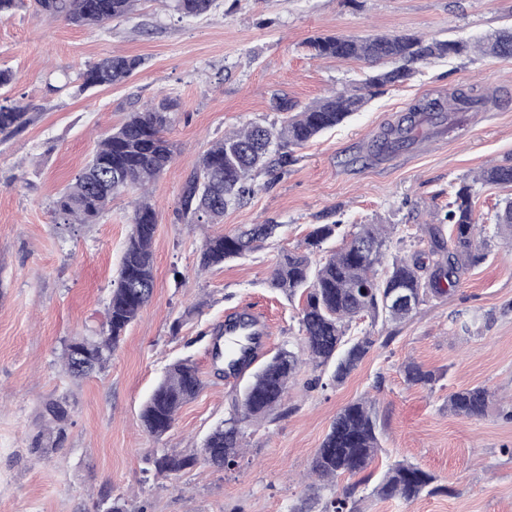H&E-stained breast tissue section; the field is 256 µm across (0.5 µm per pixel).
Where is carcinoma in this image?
I'll use <instances>...</instances> for the list:
<instances>
[{
  "mask_svg": "<svg viewBox=\"0 0 512 512\" xmlns=\"http://www.w3.org/2000/svg\"><path fill=\"white\" fill-rule=\"evenodd\" d=\"M138 0H33L34 13L62 17L81 27H102L128 17ZM175 10L183 17H198L211 12L217 0H174ZM314 55L325 59L361 60L385 69L369 76L363 92L334 91L330 96L294 112V105L282 101L277 110L288 113L280 123H251L244 129L213 141L194 164L181 195L179 217L186 224H216L231 206L239 205L255 194V176L278 155L277 163H289V149L301 147L322 132L341 124L360 111L366 94L387 85L406 81L413 65L432 58L466 56L473 49L484 55L512 57V27L501 29L473 44L467 40H425L415 34L369 36L324 35L309 41ZM143 65L137 56L112 55L88 65L78 74V90L112 86L125 82ZM478 101L451 95L446 101L431 100L415 108L419 113L468 111ZM31 106L3 99L0 103V136L10 138L22 133L32 121ZM177 104L163 99L128 114L127 118L99 142L91 160L75 176L55 202V220L62 224H91L103 214L120 192L144 189L155 182L176 157L173 142L166 132L174 124ZM415 127V116L403 118L389 127L372 144L387 151L401 144ZM484 184L512 186V164L494 165L475 178ZM472 185L463 183L455 192L440 225L431 229L430 248L411 256L388 258L389 234L381 224H358L355 230L341 232L339 224H318L305 239L301 251H288L279 257L269 287L303 297L299 314L301 347L296 352L282 348L253 374L241 397L235 399L228 418L204 440L197 452L184 454L166 447L164 438L171 431L181 407L194 399L203 387L196 365L189 359L178 360L167 368L142 412V427L155 442L150 449L156 474L175 477L203 463L221 471L235 465L244 447L245 426L276 412L288 414V391L304 364L321 371L331 370L330 381L344 382L362 363L378 341L369 333L349 336L352 322L369 315H384L400 322L412 315L405 307L390 304L393 294L406 293L422 304L434 294H443L458 285L468 268L486 256L484 228L478 226L471 204ZM127 237L117 280L105 305V322L82 339L84 355L74 362L66 345L61 359L73 377H85L106 370L112 356L121 347L127 329L139 318L151 300L155 278L152 243L157 229L154 207L139 200L129 218ZM448 226L443 238L442 226ZM495 226L504 239L512 240V197L506 198L495 214ZM279 224H256L248 230L218 233L208 237L199 254V266L209 269L227 260L242 258L256 243L271 237ZM342 236L336 247L319 260L312 255L325 251L324 245ZM406 381L430 388L436 374L409 362L404 366ZM491 392L483 386L465 388L448 396V412L465 418L485 414ZM49 422L56 430L67 420V409L60 400L45 405ZM381 448L377 435L375 401L361 398L344 406L334 418L312 461L311 474L320 484L310 485L313 499L318 490H334L323 502L321 512H355L357 484L335 492L341 476L355 477L365 472ZM435 482V476L421 466L398 461L373 489L382 500L410 504ZM99 499L110 502V512H143L123 495L103 493Z\"/></svg>",
  "mask_w": 512,
  "mask_h": 512,
  "instance_id": "1",
  "label": "carcinoma"
}]
</instances>
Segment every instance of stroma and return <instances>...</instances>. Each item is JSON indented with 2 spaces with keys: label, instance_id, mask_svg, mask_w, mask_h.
<instances>
[{
  "label": "stroma",
  "instance_id": "1",
  "mask_svg": "<svg viewBox=\"0 0 512 512\" xmlns=\"http://www.w3.org/2000/svg\"><path fill=\"white\" fill-rule=\"evenodd\" d=\"M511 24L512 0H218L197 18L181 17L172 0H139L127 18L101 28L36 15L22 0L0 21V68L15 75L7 95L34 115L23 133L0 138V512H94L109 490L142 512H291L337 412L365 395L375 398L383 423L373 476L404 459L433 473L438 490L404 504L375 498L362 484L356 512H512V245L494 224L512 187L472 181L512 159V58L473 54L417 65L410 79L294 149L287 167L259 173L257 194L228 209L222 223L178 218L186 176L212 141L251 122L280 121L277 99L301 108L363 85L369 65L314 57L307 47L314 36L474 40ZM112 54L145 64L122 84L77 93V74ZM459 90L480 106L420 120L403 147L370 153L383 129L419 101ZM162 98L178 104L168 132L178 156L151 187L153 297L111 366L75 379L63 369V345L104 318L136 196L117 197L93 224L55 223L53 203L107 132ZM464 182L474 185V214L490 240L486 258L454 290L429 297L407 322L354 324L351 335L379 338L358 369L322 387L305 367L288 415L256 425L235 467L200 464L176 479L155 474L154 441L139 413L168 364L191 359L203 380L166 438L190 453L227 418L246 382L217 373L212 340L225 320L258 313L266 354L296 344L301 303L267 285L283 251L303 248L313 226L336 222L347 230L388 225L390 254L411 255L426 249V227ZM265 223L280 225L279 235L245 258L199 268L207 237ZM409 361L438 375L433 389L407 384ZM474 386L493 394L484 416L450 414L449 394ZM51 400L65 401L68 418L55 450L45 452Z\"/></svg>",
  "mask_w": 512,
  "mask_h": 512
}]
</instances>
